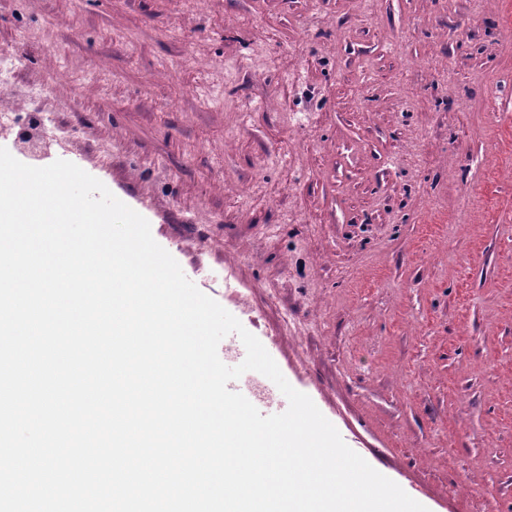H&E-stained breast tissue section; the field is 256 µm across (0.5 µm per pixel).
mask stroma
<instances>
[{
	"instance_id": "obj_1",
	"label": "stroma",
	"mask_w": 512,
	"mask_h": 512,
	"mask_svg": "<svg viewBox=\"0 0 512 512\" xmlns=\"http://www.w3.org/2000/svg\"><path fill=\"white\" fill-rule=\"evenodd\" d=\"M0 46V107L234 314L201 277L232 270L351 449L429 512H512V0H0ZM22 67L20 55L13 49H0V89L10 88Z\"/></svg>"
}]
</instances>
